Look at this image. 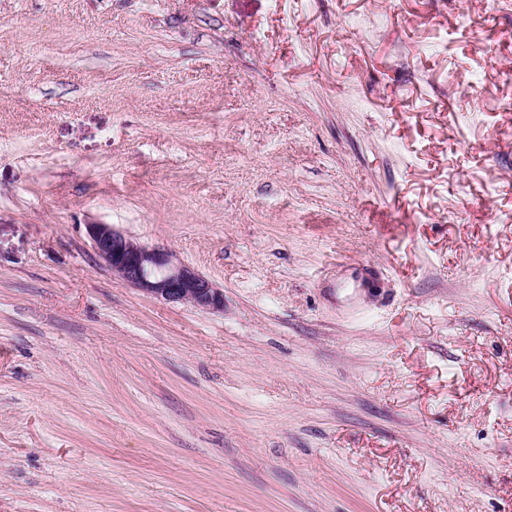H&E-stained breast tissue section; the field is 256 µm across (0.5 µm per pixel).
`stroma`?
<instances>
[{"label": "stroma", "instance_id": "stroma-1", "mask_svg": "<svg viewBox=\"0 0 512 512\" xmlns=\"http://www.w3.org/2000/svg\"><path fill=\"white\" fill-rule=\"evenodd\" d=\"M0 512H512V0H0ZM86 230L98 259L133 287L203 311L223 310V290L198 271L175 262L167 250L136 243L110 224H90Z\"/></svg>", "mask_w": 512, "mask_h": 512}]
</instances>
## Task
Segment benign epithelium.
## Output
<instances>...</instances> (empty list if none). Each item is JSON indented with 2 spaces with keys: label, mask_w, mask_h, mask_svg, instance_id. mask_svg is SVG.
Masks as SVG:
<instances>
[{
  "label": "benign epithelium",
  "mask_w": 512,
  "mask_h": 512,
  "mask_svg": "<svg viewBox=\"0 0 512 512\" xmlns=\"http://www.w3.org/2000/svg\"><path fill=\"white\" fill-rule=\"evenodd\" d=\"M86 230L98 259L133 287L203 311L224 309L223 290L198 271L175 262L170 252L136 243L110 224H88Z\"/></svg>",
  "instance_id": "benign-epithelium-1"
}]
</instances>
